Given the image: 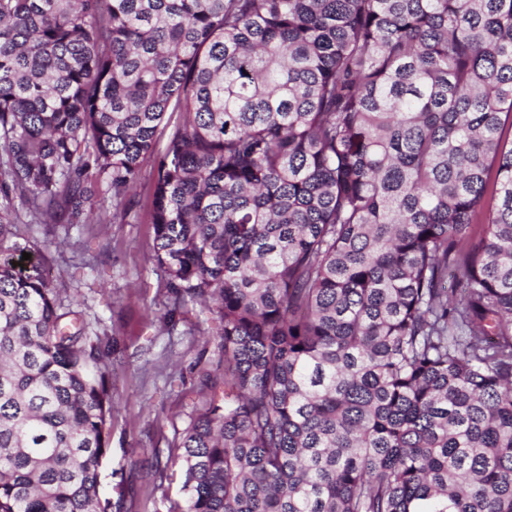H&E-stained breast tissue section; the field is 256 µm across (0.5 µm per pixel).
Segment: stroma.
Wrapping results in <instances>:
<instances>
[{
	"instance_id": "obj_1",
	"label": "stroma",
	"mask_w": 512,
	"mask_h": 512,
	"mask_svg": "<svg viewBox=\"0 0 512 512\" xmlns=\"http://www.w3.org/2000/svg\"><path fill=\"white\" fill-rule=\"evenodd\" d=\"M20 229L42 247L44 262L64 305L83 310L112 338L109 386L114 405L100 491L112 512H172L182 502V476L171 447L186 427L200 375L215 370L219 339L196 309L169 323L163 274L150 261L154 233L146 199L133 196L118 224L64 229L30 223L22 199L14 201ZM88 241L96 266L80 254L57 250L55 238Z\"/></svg>"
}]
</instances>
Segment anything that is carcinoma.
Listing matches in <instances>:
<instances>
[{"label":"carcinoma","instance_id":"cac0c4a2","mask_svg":"<svg viewBox=\"0 0 512 512\" xmlns=\"http://www.w3.org/2000/svg\"><path fill=\"white\" fill-rule=\"evenodd\" d=\"M137 188L224 356L177 512H512V0H0V512H112L108 350L12 201Z\"/></svg>","mask_w":512,"mask_h":512}]
</instances>
